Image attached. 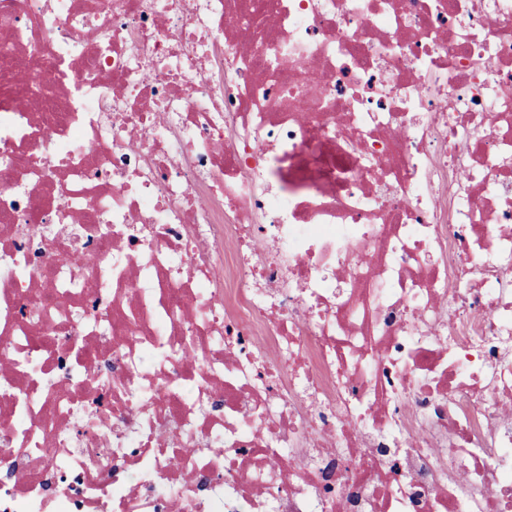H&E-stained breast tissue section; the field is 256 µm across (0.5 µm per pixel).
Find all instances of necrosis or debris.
<instances>
[{"label":"necrosis or debris","mask_w":512,"mask_h":512,"mask_svg":"<svg viewBox=\"0 0 512 512\" xmlns=\"http://www.w3.org/2000/svg\"><path fill=\"white\" fill-rule=\"evenodd\" d=\"M0 512H512V0H0Z\"/></svg>","instance_id":"4bbe7bcc"}]
</instances>
